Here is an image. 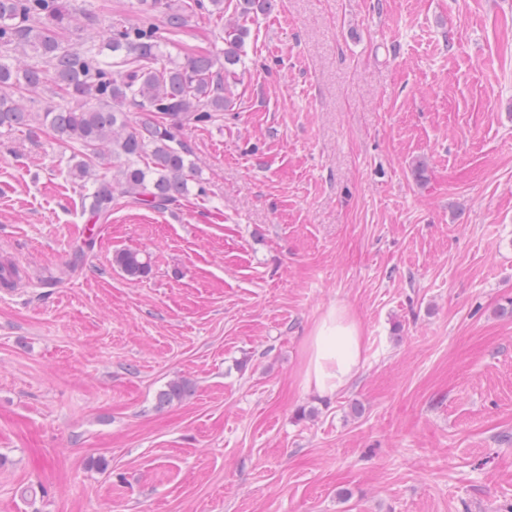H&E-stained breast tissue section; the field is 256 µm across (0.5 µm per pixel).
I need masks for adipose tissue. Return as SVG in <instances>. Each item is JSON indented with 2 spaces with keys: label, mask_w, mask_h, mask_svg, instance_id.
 Here are the masks:
<instances>
[{
  "label": "adipose tissue",
  "mask_w": 512,
  "mask_h": 512,
  "mask_svg": "<svg viewBox=\"0 0 512 512\" xmlns=\"http://www.w3.org/2000/svg\"><path fill=\"white\" fill-rule=\"evenodd\" d=\"M365 351L359 320L344 306L329 308L315 322L303 355L302 383L330 395L356 375Z\"/></svg>",
  "instance_id": "obj_1"
}]
</instances>
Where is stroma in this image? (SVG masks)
Returning <instances> with one entry per match:
<instances>
[{
	"mask_svg": "<svg viewBox=\"0 0 512 512\" xmlns=\"http://www.w3.org/2000/svg\"><path fill=\"white\" fill-rule=\"evenodd\" d=\"M245 26L231 111L184 133L206 196L93 224L66 145L0 131V512H512V0ZM333 306L365 356L323 395ZM113 263L124 274L133 279L146 277L151 272V263L147 257H143L137 251L124 250L117 252L113 257ZM365 351L359 320L344 306L329 308L315 322L303 355L302 384L334 394L356 375Z\"/></svg>",
	"mask_w": 512,
	"mask_h": 512,
	"instance_id": "1",
	"label": "stroma"
}]
</instances>
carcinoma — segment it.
Listing matches in <instances>:
<instances>
[{"mask_svg": "<svg viewBox=\"0 0 512 512\" xmlns=\"http://www.w3.org/2000/svg\"><path fill=\"white\" fill-rule=\"evenodd\" d=\"M264 7L265 0H236L224 50L180 58L164 46L193 18L224 16V0H136V19L99 30L80 24L92 13L72 0H0V130L47 128L72 147L69 175L92 181L83 210L94 222L122 198L165 210L194 180L181 133L230 111L227 83L248 34L240 21ZM47 90L59 104L34 112L18 103H35ZM113 263L133 279L151 272L137 251H120ZM189 393L187 381H172L158 402Z\"/></svg>", "mask_w": 512, "mask_h": 512, "instance_id": "carcinoma-1", "label": "carcinoma"}]
</instances>
